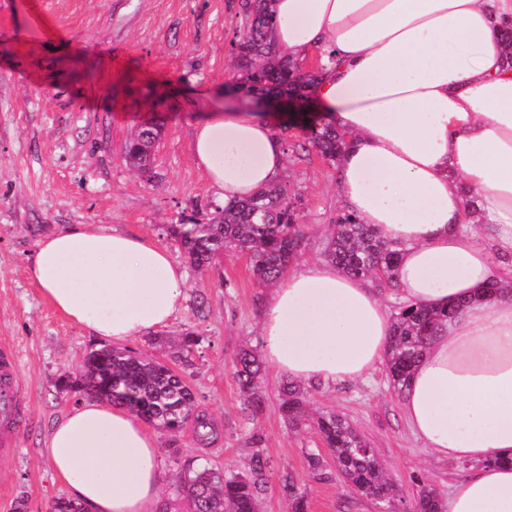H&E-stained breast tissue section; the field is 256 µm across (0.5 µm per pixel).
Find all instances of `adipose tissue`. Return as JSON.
Here are the masks:
<instances>
[{"mask_svg": "<svg viewBox=\"0 0 512 512\" xmlns=\"http://www.w3.org/2000/svg\"><path fill=\"white\" fill-rule=\"evenodd\" d=\"M271 41L296 62L331 54L317 110L351 136L339 161L346 209L399 252L400 303L453 308L402 400L438 458L474 464L444 512H512V0H274ZM194 153L224 202L276 183V115L212 92ZM476 196L468 217L464 191ZM54 307L120 343L166 326L185 273L151 237L78 224L43 236L30 267ZM394 314L362 278L328 262L283 272L267 297V360L308 384L365 379L383 363ZM45 454L85 512H156L158 443L99 399L52 428Z\"/></svg>", "mask_w": 512, "mask_h": 512, "instance_id": "adipose-tissue-1", "label": "adipose tissue"}]
</instances>
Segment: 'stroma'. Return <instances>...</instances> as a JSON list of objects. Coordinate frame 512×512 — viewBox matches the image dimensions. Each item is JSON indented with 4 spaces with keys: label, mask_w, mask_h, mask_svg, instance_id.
Wrapping results in <instances>:
<instances>
[{
    "label": "stroma",
    "mask_w": 512,
    "mask_h": 512,
    "mask_svg": "<svg viewBox=\"0 0 512 512\" xmlns=\"http://www.w3.org/2000/svg\"><path fill=\"white\" fill-rule=\"evenodd\" d=\"M239 0H0V350L17 354L24 393L13 453L0 456V512H51L70 497L43 453L53 425L78 396L62 388L102 340L63 316L29 274L37 241L72 224L152 237L176 262L185 257L167 234L194 212L222 206L193 154L197 122L210 106L204 89L233 83L231 43ZM163 124L151 174L123 160L131 130ZM301 128L284 141V182L304 235L297 264L322 259L341 206L336 164L299 150ZM186 300L169 324L127 341L126 349L168 362L169 338L202 336L182 375L218 438L200 441L193 426L177 440L159 434L160 502L186 512L177 493L183 472L203 466L239 471L254 450L269 469L259 512H289L286 481L307 512H383L336 470L312 425L323 412L344 417L375 448L396 496L392 512H410L419 484L447 495L470 464L437 458L408 428L402 399L386 369L366 380L308 386L303 421L281 409L288 377L263 364L266 403L244 419V393L234 375L240 350L262 353L261 307L270 287L247 255L227 252L204 271L185 270ZM325 467L312 475L308 456Z\"/></svg>",
    "instance_id": "35a3bbf8"
}]
</instances>
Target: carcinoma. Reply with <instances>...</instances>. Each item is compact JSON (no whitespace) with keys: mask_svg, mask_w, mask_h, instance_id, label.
<instances>
[{"mask_svg":"<svg viewBox=\"0 0 512 512\" xmlns=\"http://www.w3.org/2000/svg\"><path fill=\"white\" fill-rule=\"evenodd\" d=\"M273 0H241V21L234 42L235 87L250 93L302 97L319 80L322 65L306 70L277 54L269 38L275 24ZM163 131L160 124L146 123L128 139L124 162L146 174L153 150ZM347 146L346 135L335 125L314 120L304 128L301 148L313 150L335 163ZM299 216L288 200V185L275 183L249 199L228 207H217L202 221L174 224L167 233L181 245L190 264L204 270L218 255L235 251L249 255L254 274L263 283L276 282L302 245ZM327 261L350 275L370 278L376 287H396L394 272L397 251L374 228L356 215L340 208L324 248ZM452 310L429 311L422 307H401L395 317L386 366L394 388L405 390L409 374L427 349L437 326ZM202 337L184 334L174 343L177 358L186 366ZM235 374L245 393L243 416L250 419L264 404L259 385L261 363L250 351L234 361ZM63 383L84 394L107 400L143 418L170 436L187 424L207 429L210 424L195 409V395L179 372L148 355L127 349L102 347L85 358L80 377ZM282 410L291 419L304 414L302 387L288 382L283 389ZM315 427L331 451L341 475L364 495L379 502L391 499L392 487L376 451L348 421L336 413H321ZM268 462L263 454H252L247 469L230 477L204 467L184 475L181 485L189 512H257L264 491ZM435 489L421 485L414 512H442Z\"/></svg>","mask_w":512,"mask_h":512,"instance_id":"carcinoma-1","label":"carcinoma"}]
</instances>
